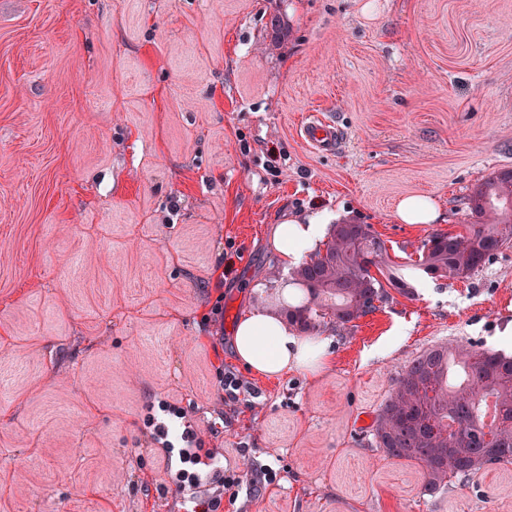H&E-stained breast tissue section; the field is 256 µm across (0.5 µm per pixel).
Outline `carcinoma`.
Returning <instances> with one entry per match:
<instances>
[{
    "mask_svg": "<svg viewBox=\"0 0 512 512\" xmlns=\"http://www.w3.org/2000/svg\"><path fill=\"white\" fill-rule=\"evenodd\" d=\"M476 220L464 231H439L422 244L420 267L433 278H466L512 243V170L493 173L471 196ZM301 291L288 323L312 334L373 312L388 289L408 294L386 242L369 224H334L322 252L292 271ZM495 400L497 421H485ZM370 435L386 456L413 461L424 472L422 494L435 498L456 478L485 466L512 464V355L455 345L432 347L405 366L378 409Z\"/></svg>",
    "mask_w": 512,
    "mask_h": 512,
    "instance_id": "cac0c4a2",
    "label": "carcinoma"
}]
</instances>
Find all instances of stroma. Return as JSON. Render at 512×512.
<instances>
[{
    "instance_id": "obj_1",
    "label": "stroma",
    "mask_w": 512,
    "mask_h": 512,
    "mask_svg": "<svg viewBox=\"0 0 512 512\" xmlns=\"http://www.w3.org/2000/svg\"><path fill=\"white\" fill-rule=\"evenodd\" d=\"M502 170L512 0H0V512H512V465L430 498L369 433L424 350L512 337V246L417 265ZM411 195L443 220L401 223ZM313 214L371 225L412 293L322 327L320 374L262 377L232 338L283 310L272 230ZM188 425L216 465L190 489ZM300 134L309 146L318 152L335 151L341 135L332 121L320 117V114H309L302 121Z\"/></svg>"
}]
</instances>
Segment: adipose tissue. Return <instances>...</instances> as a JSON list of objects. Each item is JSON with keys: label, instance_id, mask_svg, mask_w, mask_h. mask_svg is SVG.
Segmentation results:
<instances>
[{"label": "adipose tissue", "instance_id": "ef3b65f1", "mask_svg": "<svg viewBox=\"0 0 512 512\" xmlns=\"http://www.w3.org/2000/svg\"><path fill=\"white\" fill-rule=\"evenodd\" d=\"M327 230L326 222L318 217L295 220L275 226L272 242L283 264H298L317 251ZM328 345V338H302L281 319L265 312L242 319L233 339L237 358L266 375L296 370L319 372L326 363Z\"/></svg>", "mask_w": 512, "mask_h": 512}]
</instances>
